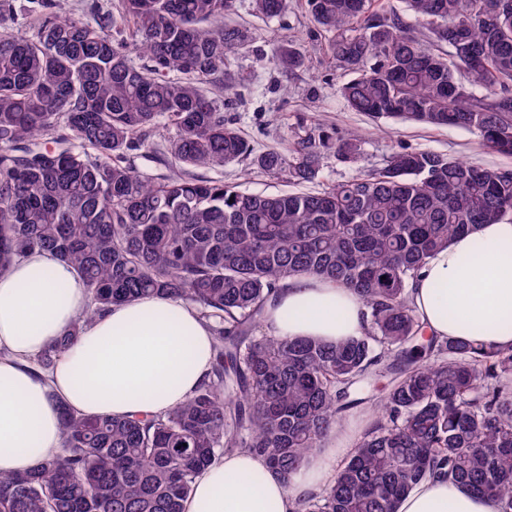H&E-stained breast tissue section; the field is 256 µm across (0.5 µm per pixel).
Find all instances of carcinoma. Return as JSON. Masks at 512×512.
<instances>
[{"label":"carcinoma","instance_id":"carcinoma-1","mask_svg":"<svg viewBox=\"0 0 512 512\" xmlns=\"http://www.w3.org/2000/svg\"><path fill=\"white\" fill-rule=\"evenodd\" d=\"M34 2L31 33L0 32V271L46 251L89 293L85 316L34 365L48 371L99 312L150 295L195 307L213 358L207 382L165 414L62 408L59 453L0 474V512H183L220 456L247 450L287 481L365 404L372 419L354 454L296 512H396L437 474L512 512V348L436 339L409 293L454 236L512 218V168L402 148L314 193L198 178L191 169L249 160L313 183L325 154L354 160L360 144L320 130L286 154L257 153L225 122L211 90L229 99L252 80L226 72L228 55L252 41L249 28L224 22L236 0H119L118 14L92 21ZM373 2L306 0L329 59L348 72L347 105L466 129L512 156V0H406L429 46ZM287 6L253 0L263 18ZM122 26L134 42L114 36ZM276 60L306 65L291 48ZM156 134L175 171L152 178L128 156ZM302 274L351 288L366 331L336 344L259 332L281 283Z\"/></svg>","mask_w":512,"mask_h":512}]
</instances>
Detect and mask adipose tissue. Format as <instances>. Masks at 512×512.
Returning a JSON list of instances; mask_svg holds the SVG:
<instances>
[{
    "label": "adipose tissue",
    "instance_id": "obj_1",
    "mask_svg": "<svg viewBox=\"0 0 512 512\" xmlns=\"http://www.w3.org/2000/svg\"><path fill=\"white\" fill-rule=\"evenodd\" d=\"M411 299L430 335L486 348L512 346V221L455 236L418 271ZM88 305L82 278L35 251L0 272V474L55 454L61 406L93 417L159 414L185 403L211 371L212 335L194 307L141 298L96 315L49 372L31 362ZM365 308L355 294L314 275L288 279L267 308L275 336L334 342L361 335ZM347 434L308 456L283 482L254 454L236 451L201 472L184 512H293L333 479ZM497 502L439 476L416 486L397 512H499Z\"/></svg>",
    "mask_w": 512,
    "mask_h": 512
}]
</instances>
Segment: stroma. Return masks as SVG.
Instances as JSON below:
<instances>
[{"label": "stroma", "instance_id": "stroma-1", "mask_svg": "<svg viewBox=\"0 0 512 512\" xmlns=\"http://www.w3.org/2000/svg\"><path fill=\"white\" fill-rule=\"evenodd\" d=\"M230 22L245 25L253 42L229 54L230 72H249L250 85L224 105V116L251 141L256 151L288 149L294 140L324 128L361 142L358 162L342 161L335 154L322 160L320 179L302 184L305 192L349 180L359 171L381 166L392 150L426 149L463 159L482 167L512 168V156L482 146L476 134L455 127L433 128L414 122H374L348 108L339 88L346 76L328 59L326 38L313 24L305 0H290L276 18L256 17L252 0H236ZM289 45L307 59L304 68L288 71L271 60L275 50ZM199 176L239 185L254 193L282 188L281 180L254 169L250 162L199 169Z\"/></svg>", "mask_w": 512, "mask_h": 512}]
</instances>
